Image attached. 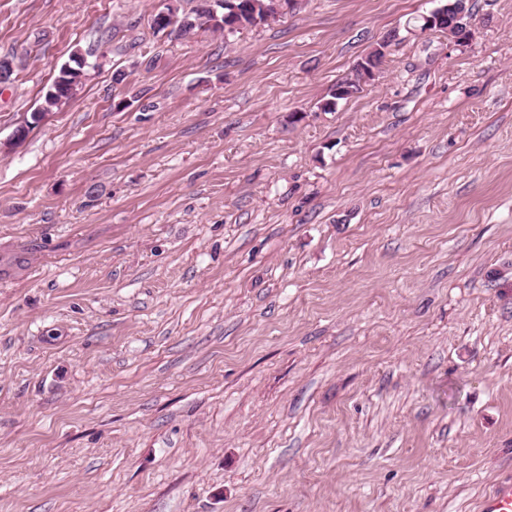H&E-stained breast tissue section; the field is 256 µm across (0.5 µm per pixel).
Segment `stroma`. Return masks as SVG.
Returning <instances> with one entry per match:
<instances>
[{
    "label": "stroma",
    "mask_w": 512,
    "mask_h": 512,
    "mask_svg": "<svg viewBox=\"0 0 512 512\" xmlns=\"http://www.w3.org/2000/svg\"><path fill=\"white\" fill-rule=\"evenodd\" d=\"M196 4L0 0V512H481L512 478V0L333 112L438 0L151 28ZM70 62L60 67L58 75L45 94V105L42 107L41 112L56 107L61 104L63 100L71 98L79 85L82 84L86 76V68L90 67L89 64H84L82 58H79V55L71 57ZM41 112H35L32 117L34 118L36 115H40ZM338 82H342L345 85L344 96L336 95V85L333 89L330 90L329 94L326 95L319 103L318 108L323 112H333L336 110V102L337 105L340 101L348 100L350 98L356 97L358 94L364 91V87L368 84L362 83L359 77L352 74L350 77H347Z\"/></svg>",
    "instance_id": "stroma-1"
}]
</instances>
